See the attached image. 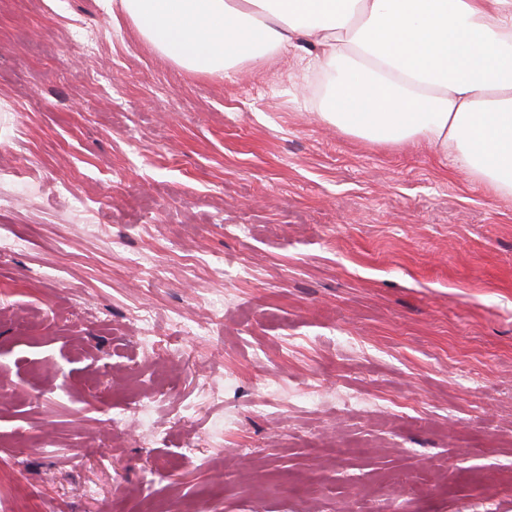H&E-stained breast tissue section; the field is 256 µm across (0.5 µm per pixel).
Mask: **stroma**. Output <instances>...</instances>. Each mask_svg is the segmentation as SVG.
Returning <instances> with one entry per match:
<instances>
[{
	"instance_id": "35a3bbf8",
	"label": "stroma",
	"mask_w": 512,
	"mask_h": 512,
	"mask_svg": "<svg viewBox=\"0 0 512 512\" xmlns=\"http://www.w3.org/2000/svg\"><path fill=\"white\" fill-rule=\"evenodd\" d=\"M295 54L0 0V512H512V195Z\"/></svg>"
}]
</instances>
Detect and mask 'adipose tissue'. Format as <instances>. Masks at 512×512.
I'll return each instance as SVG.
<instances>
[{"label": "adipose tissue", "instance_id": "1", "mask_svg": "<svg viewBox=\"0 0 512 512\" xmlns=\"http://www.w3.org/2000/svg\"><path fill=\"white\" fill-rule=\"evenodd\" d=\"M186 69L231 76L286 48L327 77L322 117L423 141L512 193V0H102Z\"/></svg>", "mask_w": 512, "mask_h": 512}]
</instances>
